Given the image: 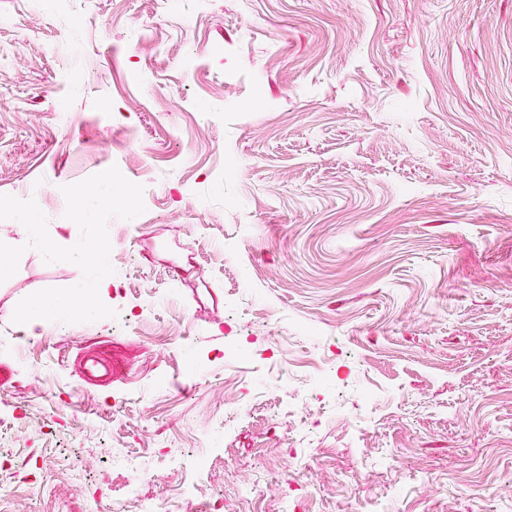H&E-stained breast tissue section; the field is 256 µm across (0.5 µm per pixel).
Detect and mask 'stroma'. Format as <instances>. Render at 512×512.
Listing matches in <instances>:
<instances>
[{
    "label": "stroma",
    "mask_w": 512,
    "mask_h": 512,
    "mask_svg": "<svg viewBox=\"0 0 512 512\" xmlns=\"http://www.w3.org/2000/svg\"><path fill=\"white\" fill-rule=\"evenodd\" d=\"M202 9L187 73L157 0H0V194L68 247L62 186L118 167L153 215L109 221L106 304L159 297L19 325L82 272L0 283V512H110L131 454L170 512H512V0Z\"/></svg>",
    "instance_id": "stroma-1"
}]
</instances>
